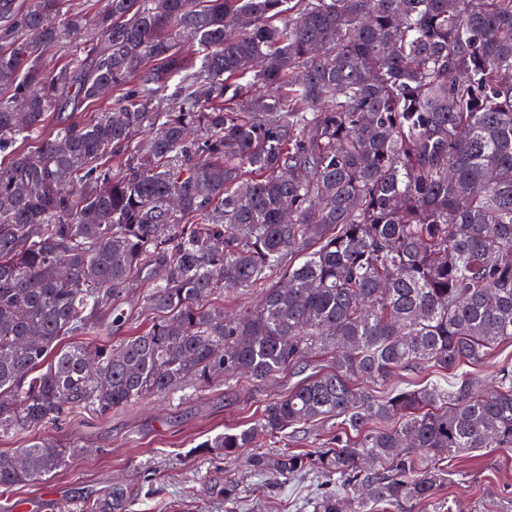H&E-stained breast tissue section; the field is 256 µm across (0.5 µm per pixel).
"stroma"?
<instances>
[{"instance_id": "1", "label": "stroma", "mask_w": 512, "mask_h": 512, "mask_svg": "<svg viewBox=\"0 0 512 512\" xmlns=\"http://www.w3.org/2000/svg\"><path fill=\"white\" fill-rule=\"evenodd\" d=\"M148 282L126 289L125 324L112 332L119 340L147 327ZM292 371L264 383L227 389L223 382L198 389L185 386L173 395L146 396L101 415L87 411L40 428L41 436L72 449L65 466L45 478L0 492V512H83L86 499L110 503L121 488L136 503L135 512H312L325 491L310 472L286 481L255 475L243 459L197 455L195 446L225 428L245 424L270 400L296 382ZM332 425L303 426L285 438H263V451L301 452L331 446ZM466 478L448 484L439 501L455 512H512V450L484 448L455 458ZM234 485V506L208 494L203 479Z\"/></svg>"}]
</instances>
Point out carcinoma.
Returning <instances> with one entry per match:
<instances>
[{
    "mask_svg": "<svg viewBox=\"0 0 512 512\" xmlns=\"http://www.w3.org/2000/svg\"><path fill=\"white\" fill-rule=\"evenodd\" d=\"M84 30L69 0H0V431L324 357L195 453L314 471L313 512H453L448 462L512 449V366L462 370L512 341V0H106ZM135 279L146 330L61 344L123 325ZM320 420L330 448L258 450ZM71 452L32 437L0 489Z\"/></svg>",
    "mask_w": 512,
    "mask_h": 512,
    "instance_id": "cac0c4a2",
    "label": "carcinoma"
}]
</instances>
